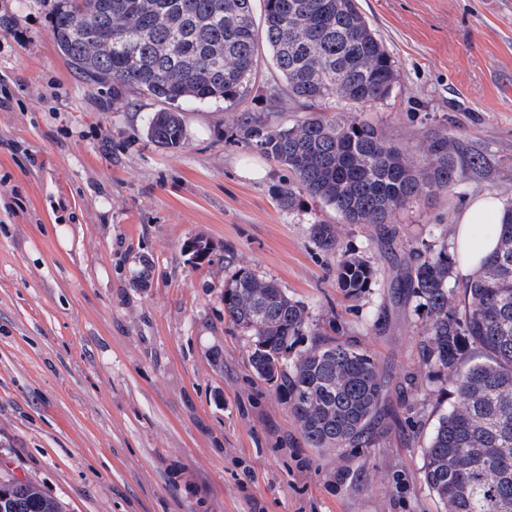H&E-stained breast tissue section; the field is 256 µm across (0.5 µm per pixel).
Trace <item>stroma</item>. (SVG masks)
<instances>
[{"mask_svg": "<svg viewBox=\"0 0 512 512\" xmlns=\"http://www.w3.org/2000/svg\"><path fill=\"white\" fill-rule=\"evenodd\" d=\"M358 4L396 71L364 118L408 155L436 129L486 159L393 219L404 243H451L473 201L512 202V0ZM3 84L16 105L0 109V466L64 512H440L424 453L453 386L419 365L422 313L387 298L370 228L318 247L309 226L335 212L309 198L281 208L288 170L245 145L223 104L186 105L182 148L148 142L160 102L133 94L116 109L111 88L74 74L46 0H0ZM194 237L210 264L184 253ZM228 249L314 318L337 311L339 334L374 356L397 412L379 445L305 443L224 320ZM344 252L377 269L355 301L336 286Z\"/></svg>", "mask_w": 512, "mask_h": 512, "instance_id": "35a3bbf8", "label": "stroma"}]
</instances>
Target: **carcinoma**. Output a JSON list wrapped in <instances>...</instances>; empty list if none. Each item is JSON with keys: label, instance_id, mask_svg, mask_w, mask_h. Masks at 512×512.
Wrapping results in <instances>:
<instances>
[{"label": "carcinoma", "instance_id": "cac0c4a2", "mask_svg": "<svg viewBox=\"0 0 512 512\" xmlns=\"http://www.w3.org/2000/svg\"><path fill=\"white\" fill-rule=\"evenodd\" d=\"M253 0H55L51 31L60 53L87 83L112 87V106L127 93L161 101L145 136L177 150L185 144L181 104H239L256 78L263 51L281 83L270 86V112L298 101L309 112L288 125L240 112L244 142L288 168L279 192L291 210L308 196L331 207L338 223L315 221L310 236L336 248L339 225L373 231L391 269L395 303L413 298L426 320L419 361L453 376L455 400L429 438L424 482L444 512H512V207L501 215L499 245L462 284L450 286L454 255L428 243L405 246L393 215L437 193H449L483 168L456 137L431 131L411 159L379 125L345 106L389 95L391 56L357 0H264L258 28ZM226 257L224 317L249 339L255 376L284 397L304 440L340 452L380 443L395 413L384 403L390 380L359 345L312 318L279 284ZM375 270L344 253L336 284L357 300ZM309 344L295 352L302 338ZM0 512H62L37 484L0 474Z\"/></svg>", "mask_w": 512, "mask_h": 512}]
</instances>
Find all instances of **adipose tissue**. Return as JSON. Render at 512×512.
I'll use <instances>...</instances> for the list:
<instances>
[{
    "label": "adipose tissue",
    "mask_w": 512,
    "mask_h": 512,
    "mask_svg": "<svg viewBox=\"0 0 512 512\" xmlns=\"http://www.w3.org/2000/svg\"><path fill=\"white\" fill-rule=\"evenodd\" d=\"M502 205L498 199L483 197L474 201L461 215L456 226L454 252L457 270L468 275L496 248Z\"/></svg>",
    "instance_id": "1"
}]
</instances>
